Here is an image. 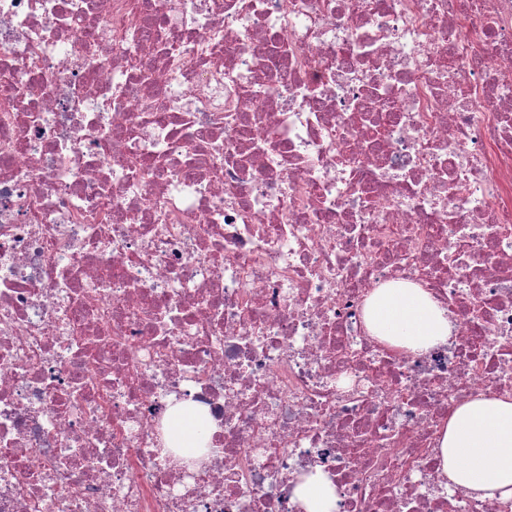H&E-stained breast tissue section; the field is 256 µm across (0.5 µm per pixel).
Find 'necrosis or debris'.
Masks as SVG:
<instances>
[{
  "label": "necrosis or debris",
  "mask_w": 512,
  "mask_h": 512,
  "mask_svg": "<svg viewBox=\"0 0 512 512\" xmlns=\"http://www.w3.org/2000/svg\"><path fill=\"white\" fill-rule=\"evenodd\" d=\"M506 392L512 0H0V512H512L434 462ZM366 321L370 335L381 343L420 352L446 343L454 328L448 310L413 282H391L371 291ZM168 422L173 424L169 448H199L200 435L206 431L204 417L187 403L177 404L169 412ZM295 496L306 512H335L334 485L317 470L302 478L295 488Z\"/></svg>",
  "instance_id": "4bbe7bcc"
}]
</instances>
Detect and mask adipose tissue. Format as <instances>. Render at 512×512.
<instances>
[{
  "label": "adipose tissue",
  "mask_w": 512,
  "mask_h": 512,
  "mask_svg": "<svg viewBox=\"0 0 512 512\" xmlns=\"http://www.w3.org/2000/svg\"><path fill=\"white\" fill-rule=\"evenodd\" d=\"M366 321L378 341L421 352L446 343L454 328L448 311L413 282L371 291ZM168 421L176 447H198L206 422L194 407L174 406ZM438 454L441 474L455 489L475 497L512 498V396H479L460 404L444 424ZM295 496L305 512L336 510L335 487L322 472L304 476Z\"/></svg>",
  "instance_id": "obj_1"
}]
</instances>
